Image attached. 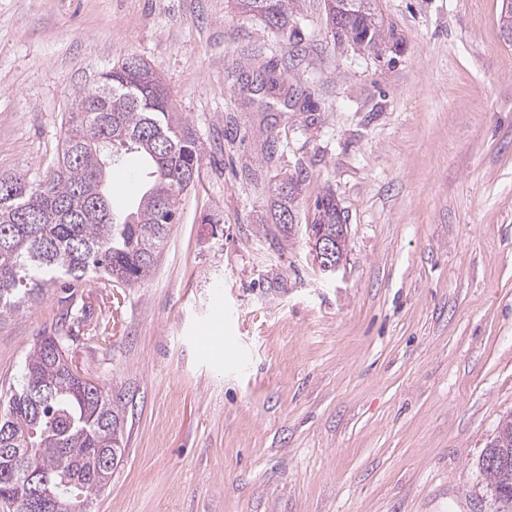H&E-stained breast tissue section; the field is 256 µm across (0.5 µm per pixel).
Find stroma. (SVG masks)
I'll return each instance as SVG.
<instances>
[{
	"label": "stroma",
	"instance_id": "obj_1",
	"mask_svg": "<svg viewBox=\"0 0 512 512\" xmlns=\"http://www.w3.org/2000/svg\"><path fill=\"white\" fill-rule=\"evenodd\" d=\"M380 5L396 37L365 51L322 0L298 50L230 0H0V175L52 167L74 97L131 55L200 143L153 276L86 282L80 319L60 279L0 321V392L61 321L124 397L90 512H499L478 462L512 414V38L503 0ZM258 50L290 106L229 73ZM300 167L298 224L265 223ZM328 191L332 272L307 229ZM314 210V217L310 224L312 230L336 233L335 237L324 233L318 234L312 232L311 229L309 232L311 250L315 261L325 271H332L339 266L342 260V240L346 233L344 229L343 232L337 233L336 224H347L346 217L344 211L336 202V197L331 193H325L317 197L314 202Z\"/></svg>",
	"mask_w": 512,
	"mask_h": 512
}]
</instances>
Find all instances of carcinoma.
<instances>
[{
    "label": "carcinoma",
    "instance_id": "cac0c4a2",
    "mask_svg": "<svg viewBox=\"0 0 512 512\" xmlns=\"http://www.w3.org/2000/svg\"><path fill=\"white\" fill-rule=\"evenodd\" d=\"M296 0H235L236 8L262 18L277 33L293 26ZM337 38L375 50L387 38L380 0H324ZM290 32V31H288ZM299 35L298 30L290 37ZM258 91L280 96V75L268 65L257 69ZM154 71L137 56L121 61L92 87L79 92L68 113L61 150L46 175L0 176V320L20 314L62 277L93 279L100 288L133 287L150 277L179 223V196L198 182L199 141L180 122ZM135 152L147 163V189L125 214L112 209L108 168ZM304 168L278 180L270 204V223H299ZM311 228L329 233L346 223L336 197L314 202ZM66 333L44 336L26 354L18 382L0 409V448H17L19 458L0 457V498L25 512L17 486L26 467L36 465L54 494L49 512H73L74 494L88 500L112 481L121 460L124 407L120 394L85 374L71 371ZM480 469L490 489L512 508V417L502 421L482 455Z\"/></svg>",
    "mask_w": 512,
    "mask_h": 512
}]
</instances>
